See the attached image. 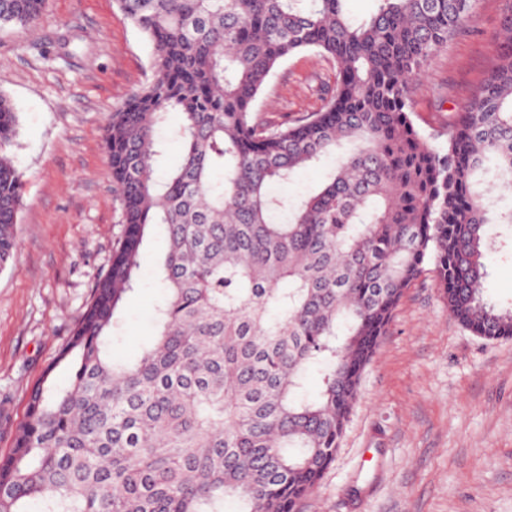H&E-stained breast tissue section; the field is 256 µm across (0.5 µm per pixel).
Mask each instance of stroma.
<instances>
[{"label": "stroma", "instance_id": "1", "mask_svg": "<svg viewBox=\"0 0 512 512\" xmlns=\"http://www.w3.org/2000/svg\"><path fill=\"white\" fill-rule=\"evenodd\" d=\"M512 0H478L472 20L414 82L412 120L445 143L505 40ZM152 77V48L115 0H46L29 32L0 28V94L19 117L23 175L14 259L0 271V455L29 394L66 342L112 260L122 226L103 149L113 110ZM333 62L282 61L255 110L274 126L319 111ZM166 250L149 239L140 283L114 330V359L154 335ZM484 294L512 305V230L499 228ZM299 512H512V340L488 341L448 312L433 272L408 288L366 367L336 459Z\"/></svg>", "mask_w": 512, "mask_h": 512}]
</instances>
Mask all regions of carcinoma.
<instances>
[{"label": "carcinoma", "mask_w": 512, "mask_h": 512, "mask_svg": "<svg viewBox=\"0 0 512 512\" xmlns=\"http://www.w3.org/2000/svg\"><path fill=\"white\" fill-rule=\"evenodd\" d=\"M116 0L152 47L153 78L110 116L104 152L123 224L112 262L33 389L0 459V512H298L334 462L362 374L426 266L448 311L489 341L512 307L483 298L492 225L512 228V40L471 105L432 145L411 118L412 81L476 0ZM45 0H0V27H31ZM307 49L336 84L317 112L270 127L253 103L279 62ZM182 122L180 165L155 177L159 127ZM17 113L0 95V268L16 250ZM335 157L325 182L273 191ZM288 212L286 220L279 219ZM162 227L166 289L133 361L105 347ZM315 367L320 391L300 396Z\"/></svg>", "instance_id": "cac0c4a2"}]
</instances>
